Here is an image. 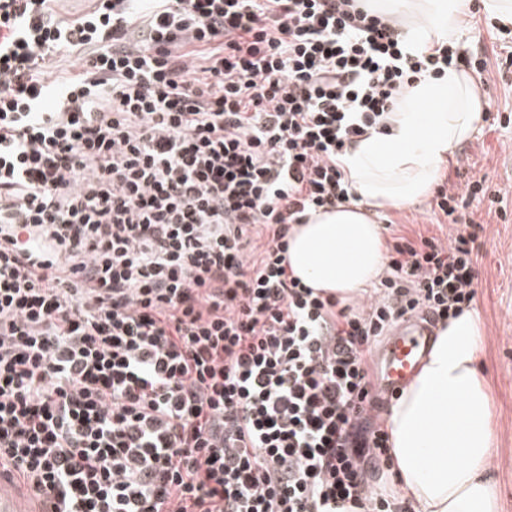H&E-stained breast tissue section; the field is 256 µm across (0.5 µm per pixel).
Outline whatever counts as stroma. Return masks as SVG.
Here are the masks:
<instances>
[{
  "label": "stroma",
  "instance_id": "35a3bbf8",
  "mask_svg": "<svg viewBox=\"0 0 512 512\" xmlns=\"http://www.w3.org/2000/svg\"><path fill=\"white\" fill-rule=\"evenodd\" d=\"M468 57L488 59L489 65L476 85L485 110L512 115V69H499L496 57L512 54V30L500 29L483 13H475L458 37ZM458 168L460 181L485 178L492 189L501 191L506 217L488 211L486 204L474 206L482 222L476 244L480 249L479 277L474 308L484 330L483 374L487 379L497 431V453L491 472L497 482L500 512H512V124L489 128L480 123L471 137L459 145L449 159ZM415 230L447 238L451 228L438 223L428 201L390 209L377 214Z\"/></svg>",
  "mask_w": 512,
  "mask_h": 512
}]
</instances>
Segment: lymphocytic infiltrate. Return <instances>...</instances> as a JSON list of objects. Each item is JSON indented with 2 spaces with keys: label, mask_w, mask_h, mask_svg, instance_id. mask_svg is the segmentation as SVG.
Wrapping results in <instances>:
<instances>
[{
  "label": "lymphocytic infiltrate",
  "mask_w": 512,
  "mask_h": 512,
  "mask_svg": "<svg viewBox=\"0 0 512 512\" xmlns=\"http://www.w3.org/2000/svg\"><path fill=\"white\" fill-rule=\"evenodd\" d=\"M57 2L0 0V467L51 512H392L372 349L472 307L500 197L438 184L454 234L393 235L359 308L288 237L407 84L487 60L356 0Z\"/></svg>",
  "instance_id": "lymphocytic-infiltrate-1"
}]
</instances>
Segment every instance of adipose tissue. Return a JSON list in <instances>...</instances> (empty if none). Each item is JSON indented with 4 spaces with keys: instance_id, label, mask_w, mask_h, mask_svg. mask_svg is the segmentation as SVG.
I'll list each match as a JSON object with an SVG mask.
<instances>
[{
    "instance_id": "1",
    "label": "adipose tissue",
    "mask_w": 512,
    "mask_h": 512,
    "mask_svg": "<svg viewBox=\"0 0 512 512\" xmlns=\"http://www.w3.org/2000/svg\"><path fill=\"white\" fill-rule=\"evenodd\" d=\"M373 14L397 20L406 48L420 51L458 38L465 0H365ZM432 105L431 113L420 110ZM482 118L476 81L461 68L404 90L386 130L362 137L342 164L357 197L296 225L288 270L302 283L349 304L386 262L373 213L409 206L433 190L454 148ZM484 332L468 309L439 326L412 381L385 415L400 500L408 512H498L490 475L496 453L488 384L480 370Z\"/></svg>"
}]
</instances>
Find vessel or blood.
Returning a JSON list of instances; mask_svg holds the SVG:
<instances>
[{"label":"vessel or blood","instance_id":"1","mask_svg":"<svg viewBox=\"0 0 512 512\" xmlns=\"http://www.w3.org/2000/svg\"><path fill=\"white\" fill-rule=\"evenodd\" d=\"M434 337L432 324L406 319L390 335L380 351L376 394L402 390L417 372ZM48 495L35 494L12 485L0 474V512H48Z\"/></svg>","mask_w":512,"mask_h":512}]
</instances>
